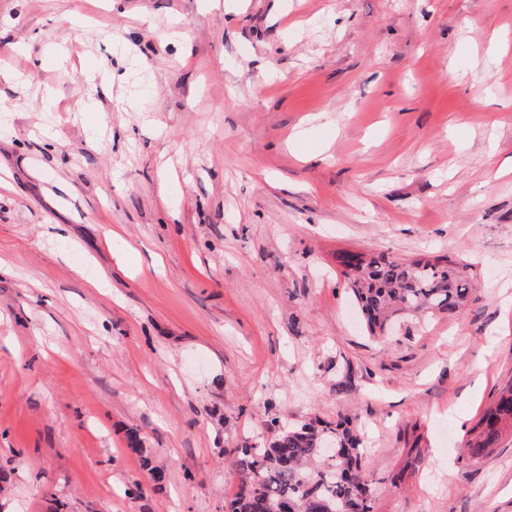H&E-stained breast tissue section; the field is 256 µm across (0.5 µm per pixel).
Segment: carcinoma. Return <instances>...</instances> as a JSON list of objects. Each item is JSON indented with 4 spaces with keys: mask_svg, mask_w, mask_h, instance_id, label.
<instances>
[{
    "mask_svg": "<svg viewBox=\"0 0 512 512\" xmlns=\"http://www.w3.org/2000/svg\"><path fill=\"white\" fill-rule=\"evenodd\" d=\"M368 333L382 336L396 318L427 319L456 316L477 300L470 265L449 261H402L384 255L365 264L353 263V254L338 256ZM512 427V388L472 429L459 464L471 467L488 449L499 445L501 430ZM272 437L264 447L237 449L242 478L228 512H370L374 489L361 460L362 440L347 421L317 426L305 423L282 430L270 421Z\"/></svg>",
    "mask_w": 512,
    "mask_h": 512,
    "instance_id": "carcinoma-1",
    "label": "carcinoma"
}]
</instances>
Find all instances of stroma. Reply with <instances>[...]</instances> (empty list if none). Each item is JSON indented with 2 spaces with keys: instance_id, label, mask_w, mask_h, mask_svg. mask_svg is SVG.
<instances>
[{
  "instance_id": "stroma-1",
  "label": "stroma",
  "mask_w": 512,
  "mask_h": 512,
  "mask_svg": "<svg viewBox=\"0 0 512 512\" xmlns=\"http://www.w3.org/2000/svg\"><path fill=\"white\" fill-rule=\"evenodd\" d=\"M1 67L0 512H224L275 417L356 427L373 512H512L511 430L457 462L512 385V0H0ZM340 252L478 299L370 338Z\"/></svg>"
}]
</instances>
